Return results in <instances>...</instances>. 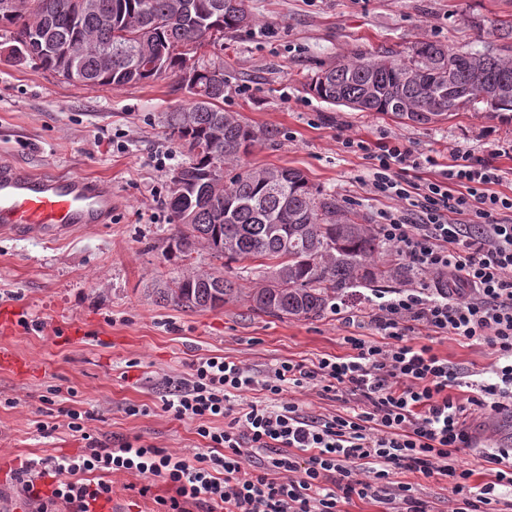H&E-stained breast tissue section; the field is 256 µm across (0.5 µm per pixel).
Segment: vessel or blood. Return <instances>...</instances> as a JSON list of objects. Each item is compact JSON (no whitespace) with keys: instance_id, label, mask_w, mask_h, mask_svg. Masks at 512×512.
<instances>
[{"instance_id":"b4317fda","label":"vessel or blood","mask_w":512,"mask_h":512,"mask_svg":"<svg viewBox=\"0 0 512 512\" xmlns=\"http://www.w3.org/2000/svg\"><path fill=\"white\" fill-rule=\"evenodd\" d=\"M112 185L103 180L39 174L0 162V232L14 237L52 238L80 226L108 223Z\"/></svg>"}]
</instances>
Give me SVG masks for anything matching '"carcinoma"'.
<instances>
[{
	"mask_svg": "<svg viewBox=\"0 0 512 512\" xmlns=\"http://www.w3.org/2000/svg\"><path fill=\"white\" fill-rule=\"evenodd\" d=\"M14 14L0 11V28L13 29L8 58L30 62L64 80L95 88L174 78L170 91L189 103L166 115V127L191 161L172 177L168 207L174 232L167 257L187 270L158 298L191 311H209L239 292L221 272L192 270L203 240L225 263L261 260L267 285L248 295L251 310L274 317L315 319L336 293L355 284L375 286L407 277L381 257L389 247L367 224L347 215L336 196L315 189L303 171L279 168V187L267 188L259 168L236 161L275 131L259 129L224 111V67L198 54L206 44L254 22L248 0H96L78 12L74 0H22ZM499 44L459 51L429 39L402 50L343 58L312 76L309 91L321 101L360 112L390 115L404 125L435 124L460 112H486L512 123V94L484 95L494 81L512 85V22L497 28ZM83 43L72 60L63 48ZM192 76L184 77L188 60Z\"/></svg>",
	"mask_w": 512,
	"mask_h": 512,
	"instance_id": "obj_1",
	"label": "carcinoma"
}]
</instances>
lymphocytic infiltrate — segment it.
<instances>
[{
	"label": "lymphocytic infiltrate",
	"instance_id": "obj_1",
	"mask_svg": "<svg viewBox=\"0 0 512 512\" xmlns=\"http://www.w3.org/2000/svg\"><path fill=\"white\" fill-rule=\"evenodd\" d=\"M336 138L370 160L371 195L401 202L374 231L426 284L373 289L362 309L334 304L350 330L344 355L283 360L259 378L242 361L209 354L187 376L164 378L161 410L196 421L205 443L193 456L138 436L103 443L86 430L88 412L66 409L67 429L84 442L80 454L28 458L10 475L36 512H102L117 471L139 477V495L154 496L160 512H341L356 497L428 512L411 484L394 481L400 472L451 478L453 512H512L511 446L479 451L489 473L480 485L457 463L473 443L474 411L512 413V196L497 190L506 172L493 151L458 148L443 166L400 139L373 146L341 131ZM365 326L376 339L359 335ZM420 335L490 347L488 378L459 399L458 373L430 345L416 344ZM288 387L349 408L308 415L284 399ZM255 390L263 401L249 400ZM216 418L223 427L213 426ZM160 485L166 495H155Z\"/></svg>",
	"mask_w": 512,
	"mask_h": 512
}]
</instances>
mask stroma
<instances>
[{
	"instance_id": "35a3bbf8",
	"label": "stroma",
	"mask_w": 512,
	"mask_h": 512,
	"mask_svg": "<svg viewBox=\"0 0 512 512\" xmlns=\"http://www.w3.org/2000/svg\"><path fill=\"white\" fill-rule=\"evenodd\" d=\"M258 24L225 39L210 52L223 64L225 111L272 128L274 140L257 144L242 163L305 172L318 189L375 224L393 200L368 194L370 166L343 152L337 125L370 142L385 136L408 140L423 154L448 159L463 147L484 155L512 145V124L482 112H463L443 123L406 126L377 112L333 106L305 86L320 68L345 55L401 49L427 38L457 50H481L491 28L512 21V0H248ZM169 80L87 88L34 64L0 56V161L38 172L110 180L112 221L72 230L52 240L0 236V306L17 321L0 332V348L25 364L24 372L0 366V506H22L5 473L26 457L77 454L81 443L58 429L45 438L37 422L60 424L63 409L89 411V432L106 444L137 435L159 448L193 455L205 443L192 420L178 421L160 408L161 380L188 372L203 354L243 361L256 376L270 364L342 355L345 331L332 310L316 319L276 318L254 312L248 292L261 276L240 279L236 264L222 266L209 253L196 267L223 271L240 292L224 307L205 312L160 301L156 284L172 281L182 264L167 260L171 233L167 199L171 178L189 161L166 133V112L187 104ZM173 158L157 167L162 151ZM431 345L460 374L490 366L489 348L450 338ZM59 387L45 401L48 387ZM76 397H69V390ZM131 405L148 414L131 415ZM137 478L112 476V512H158L152 497L132 491Z\"/></svg>"
}]
</instances>
